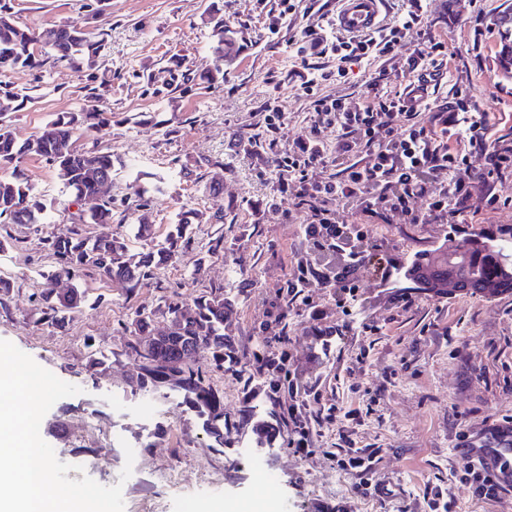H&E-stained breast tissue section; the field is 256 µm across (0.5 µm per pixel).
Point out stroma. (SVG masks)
Here are the masks:
<instances>
[{
	"instance_id": "stroma-1",
	"label": "stroma",
	"mask_w": 512,
	"mask_h": 512,
	"mask_svg": "<svg viewBox=\"0 0 512 512\" xmlns=\"http://www.w3.org/2000/svg\"><path fill=\"white\" fill-rule=\"evenodd\" d=\"M20 22L36 29L57 24L85 26L97 0H8ZM224 8V20L243 30L247 42L226 67L224 83L208 89L171 81L169 61L181 59L190 73L210 64L211 30L205 10ZM279 19V0H112L99 27L106 42L96 66L79 73L67 63L47 60L43 69L9 71L4 79L29 94L31 102L13 113L19 138L36 134L53 114L98 104L114 115L110 126L84 134L80 143L111 149L123 161L112 179L113 198L129 184L160 183L151 192L149 212L155 241H162L180 207L199 210L192 241L176 262L158 271L150 287L132 295L126 283L83 272L75 284L86 301L66 328L42 320V271L51 259L45 239L65 236L79 213L55 170L36 156L17 169L35 193L49 202L43 224H1L0 277L12 288L0 298V340L13 343L60 380L79 387L58 400L43 417L40 435L69 479L89 476L104 486L121 485L124 512H224L230 503L265 500L272 512H431L436 492L453 497V512H512V489L500 500L484 501L462 483L466 464L456 455L470 431L492 433L512 424V296L493 298L444 288H412L405 278L382 281L384 271L406 266L436 247L454 248L482 233L512 231V173L496 180L505 205L487 208L480 173L486 160L473 152L454 173L471 190L475 221L468 224H405L375 216L364 226L366 264L356 273L358 301L344 314L336 291L317 278L297 279L306 259V209L294 195L281 194L269 160L310 132L311 99L298 73L301 59L292 42L304 29L327 33L334 0ZM512 10V0H425L420 29L401 41L393 60L362 61L344 81L323 85L326 95L344 98L347 108L362 105L371 85L389 95L405 94L403 73L409 56L430 59L431 39L445 42L441 75L428 87L431 111L465 96L468 109L449 127L456 141L472 118L485 117L487 135L512 142V78L498 61L496 17ZM277 32H270V21ZM277 101L285 126L265 135L262 152L247 151L263 123L265 106ZM221 158L223 171L205 167ZM224 193L210 192L216 174ZM223 223H214V213ZM222 249H215V242ZM300 286L288 297V321L268 317L280 288ZM203 292L233 299L226 332L238 353L256 345L259 331L286 335L288 366L298 391L316 390L306 415L311 450L301 455L283 440L263 447L272 478L256 483L240 450L241 434L224 451L195 415L175 397L139 390L138 369L124 350L125 326L135 309L155 312V333L166 330L164 301ZM107 357L104 371L88 367L91 352ZM142 456L128 479L120 474L125 447ZM375 454L366 493L358 477L336 462L340 449ZM177 468V481L165 479Z\"/></svg>"
}]
</instances>
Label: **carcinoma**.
Returning <instances> with one entry per match:
<instances>
[{"instance_id": "1", "label": "carcinoma", "mask_w": 512, "mask_h": 512, "mask_svg": "<svg viewBox=\"0 0 512 512\" xmlns=\"http://www.w3.org/2000/svg\"><path fill=\"white\" fill-rule=\"evenodd\" d=\"M507 25L502 34L498 52L499 64L506 76L512 78V21L500 17ZM211 27L210 51L212 64L203 74L207 86L224 83V66L235 55L228 51L236 43L240 31L224 24V14L217 9L209 13ZM104 49L103 40H95L82 29L57 25L36 31L16 20L10 8L0 4V70L35 69L43 66L44 55L53 54L76 69L89 60H98ZM28 97L18 92L0 89V166L7 167L26 156H39L56 170L64 188L78 203L95 197L101 189V180L113 176L115 163L112 151L104 148L80 149L74 146V137L94 128L112 123V113L95 105L76 111L59 112L35 135L18 139L11 130L10 115L21 111ZM133 197L103 201L97 211L79 216L82 224H95L100 232L85 236L76 229L68 236L46 240L54 265L46 275L47 287L41 292L46 305L45 323L62 327L80 311L85 292L74 286L64 293L54 288L62 279H70L83 271H94L128 284L133 294L151 285L157 271L174 262L179 251L191 243L192 225L198 213L192 208H181L176 214L164 240L153 243L152 227L148 221L149 188L132 186ZM136 217V236L151 242L147 252L128 254L123 238L112 233V218L117 211ZM47 204L34 193L28 179L15 172L0 176V220L5 224H43ZM431 277H420L418 282L428 288L436 287L435 279L445 271L455 272L461 287L483 297L512 293V236L500 239H472L456 248L436 252L422 262ZM235 302L222 294H200L186 301L171 299L163 314L168 320L167 332L154 333V313L139 308L127 324L133 336L125 355L139 363L138 387L145 391L168 388L180 397L202 423L213 439L214 447H224V396L209 382L210 372H230L250 387L255 376L269 377L264 389L265 405L262 411L247 404L238 416V424L251 428L259 445L272 442L288 432V409L282 398L291 386L288 370V337H262L248 355L239 356L231 339L224 334V320ZM271 316L277 323L288 318V289L278 291L272 301ZM190 348L209 351L207 368L189 363L180 365L183 354Z\"/></svg>"}]
</instances>
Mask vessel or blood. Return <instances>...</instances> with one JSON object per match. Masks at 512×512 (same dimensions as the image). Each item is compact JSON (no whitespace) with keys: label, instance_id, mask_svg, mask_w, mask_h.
Instances as JSON below:
<instances>
[{"label":"vessel or blood","instance_id":"obj_1","mask_svg":"<svg viewBox=\"0 0 512 512\" xmlns=\"http://www.w3.org/2000/svg\"><path fill=\"white\" fill-rule=\"evenodd\" d=\"M385 0H336L333 25L347 35L374 31L383 22ZM461 459L478 468L496 485L512 486V428L502 426L491 436L476 434L462 444Z\"/></svg>","mask_w":512,"mask_h":512}]
</instances>
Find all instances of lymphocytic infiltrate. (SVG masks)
<instances>
[{
	"label": "lymphocytic infiltrate",
	"mask_w": 512,
	"mask_h": 512,
	"mask_svg": "<svg viewBox=\"0 0 512 512\" xmlns=\"http://www.w3.org/2000/svg\"><path fill=\"white\" fill-rule=\"evenodd\" d=\"M422 0H408L403 16L365 35H315L299 46V56L320 52L336 59L335 72L308 73L303 89L312 97L314 113L309 137L295 142L286 154L275 155L272 166L280 188L297 182L299 206L310 213L305 237L314 243L316 265H339L336 294L339 304L356 301L359 287L354 274L364 261L359 247L364 237L360 225L348 216L384 209L406 224H425L439 219L458 223L469 212V189L450 181L449 175L467 164L471 149L483 152L488 168L483 181L512 170V145L488 140L482 121H472L449 146L447 130L457 113L440 110L421 119L428 82L439 76L437 61L407 59L405 69L417 75L414 96L393 98L374 95L356 110H346L341 99L318 92L320 82L344 79L351 64L365 59H394L402 38L421 23ZM405 117L404 129L394 127ZM336 131L335 145L326 135ZM424 209H417V201Z\"/></svg>",
	"instance_id": "1"
}]
</instances>
